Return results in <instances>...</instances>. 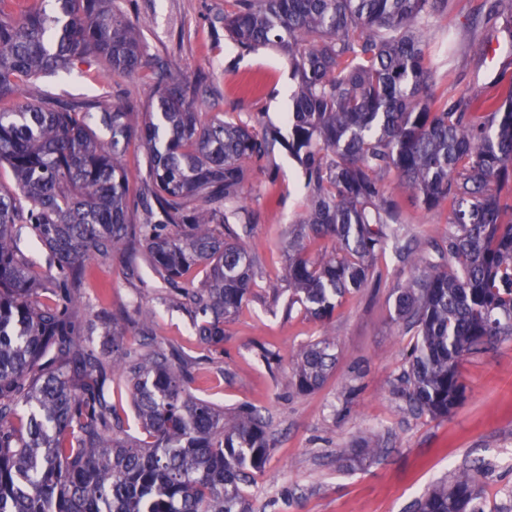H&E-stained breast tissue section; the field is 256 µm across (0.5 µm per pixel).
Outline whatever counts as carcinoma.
<instances>
[{
  "instance_id": "cac0c4a2",
  "label": "carcinoma",
  "mask_w": 512,
  "mask_h": 512,
  "mask_svg": "<svg viewBox=\"0 0 512 512\" xmlns=\"http://www.w3.org/2000/svg\"><path fill=\"white\" fill-rule=\"evenodd\" d=\"M224 31L245 50L288 56V154L304 169L306 213L288 229V305L319 321L364 287L400 243L395 195L448 207L453 230L411 261L393 289L394 318L417 336L412 408L446 415L463 399L458 359L512 337V77L496 96L439 90L421 24L453 0H227ZM512 50V0L478 16ZM94 57L109 72L149 65L136 24L112 0H0V512H251L245 486L270 451L260 412L232 413L194 395L195 358L144 340L152 311L101 320L112 351L83 340L84 260L121 254L170 288L199 341L224 342V319L256 284L241 199L253 162L281 143L261 118L206 111L205 82L156 63L149 109L98 96L20 99L24 80ZM136 141L146 174L130 196L123 157ZM395 175L394 191L382 183ZM328 238L331 248L309 251ZM52 262L40 278L29 247ZM194 268L204 278L187 287ZM46 293L43 301L39 291ZM334 343L306 345L298 387L321 386ZM121 378L139 436L112 402ZM473 464L427 491L417 512H485Z\"/></svg>"
}]
</instances>
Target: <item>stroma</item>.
I'll list each match as a JSON object with an SVG mask.
<instances>
[{"label":"stroma","mask_w":512,"mask_h":512,"mask_svg":"<svg viewBox=\"0 0 512 512\" xmlns=\"http://www.w3.org/2000/svg\"><path fill=\"white\" fill-rule=\"evenodd\" d=\"M481 0H455L450 17H435L423 29L432 44L451 37L454 71L447 86L457 94L475 85L499 94L501 63L478 58L466 18ZM137 24L150 58L168 62L174 76L207 75L209 112L229 120L262 117L287 131L284 116L294 87L286 56L276 50H240L224 33V0H114ZM152 67L133 74L110 73L97 61L76 64L71 73L31 80L29 100L46 94L78 98L87 93L105 102L128 99L148 106L155 97ZM243 202L256 215L246 245L260 273L248 301L224 323V349L201 345L189 318L169 303L168 291L152 274L144 285L125 279L119 259L86 263L81 290L88 344L111 350L102 335V313L120 315L134 304L152 308L153 335L162 347L176 346L200 358L191 390L232 409L244 404L264 416L271 450L264 468L247 488L254 512H415L414 504L432 485L463 466L479 462L489 512H512V338L461 357L464 399L450 414L434 417L411 410L402 381L406 354L416 338L393 318L391 291L410 265L388 251L365 288L347 295L333 317L317 321L296 311L285 315L288 287L281 279L288 226L304 214L305 175L284 148L254 165ZM403 240L426 251L447 237L446 207L425 210L402 200ZM335 343L336 362L323 385L300 391L294 369L302 347L323 338ZM273 355L265 362L261 350ZM378 448L373 460L357 462L352 448Z\"/></svg>","instance_id":"1"}]
</instances>
